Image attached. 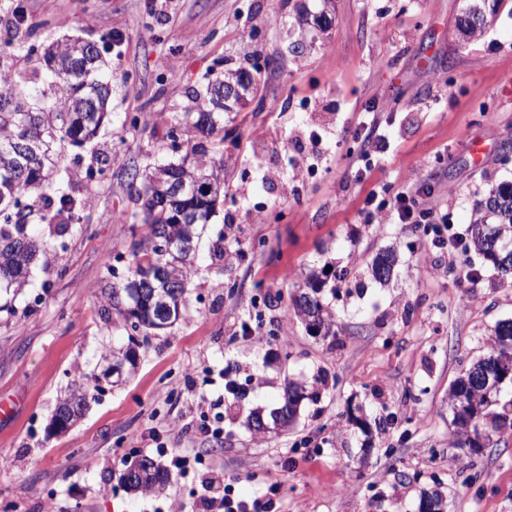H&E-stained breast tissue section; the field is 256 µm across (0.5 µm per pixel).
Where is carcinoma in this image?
Here are the masks:
<instances>
[{
	"instance_id": "obj_1",
	"label": "carcinoma",
	"mask_w": 512,
	"mask_h": 512,
	"mask_svg": "<svg viewBox=\"0 0 512 512\" xmlns=\"http://www.w3.org/2000/svg\"><path fill=\"white\" fill-rule=\"evenodd\" d=\"M503 0H469L460 16L457 31L464 41L480 36L488 17L496 14ZM43 58L56 63L58 70L47 71L39 81L21 73L0 71V289L20 293L28 286L30 267L47 254L45 233L33 224H14L11 217L33 197H56L57 216L66 222L47 224L48 233L64 232L82 206V200L55 191L54 174L65 147L82 146L92 141L110 121L107 111L111 82L101 72L96 47L80 45L74 39L52 42L43 47ZM48 98L35 109L32 92ZM224 111L214 108L212 96L196 101L193 111L176 119L169 138L201 136L213 143H224ZM137 185V211L144 235L131 246V260L125 279L112 286L109 302L134 332H157L179 320L185 294L197 268V245L215 213L224 191V160L208 153L203 144L151 170L126 171ZM164 182L166 192L153 189ZM175 241V254H165L156 246L159 235ZM470 248L489 260L503 288H512V184L491 189L481 200L469 228ZM177 264L180 287L166 288L161 274ZM396 256L391 250L379 252L372 261L371 274L381 267L394 269ZM164 288V296L152 295ZM297 314L321 329L327 325L325 308L318 289L304 291L293 298ZM500 326L490 336L488 354L474 362L450 389L457 447L475 462L479 442L492 443L491 436L512 426V398L493 391L489 399L481 396V375L512 369V347L499 339ZM140 475L127 488L141 493L168 481V473L149 458L137 462Z\"/></svg>"
}]
</instances>
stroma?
<instances>
[{
    "mask_svg": "<svg viewBox=\"0 0 512 512\" xmlns=\"http://www.w3.org/2000/svg\"><path fill=\"white\" fill-rule=\"evenodd\" d=\"M294 2L281 0L272 17L268 0L164 9L159 0H0V14L18 5L27 14L23 26L0 29V66L43 72L42 45L80 36L112 74L111 124L67 148L58 171L57 188L85 202L82 231L51 240L23 293L0 296V396L20 401L0 419V458L10 461L0 465V512H202L197 474L153 493L119 480L142 456L170 467L173 448L204 454L246 498L281 481L280 512H418L431 489L446 512H512V439L487 447L476 460L483 477L470 481L456 465L448 404L452 382L487 354L495 324L512 319V288L499 287L477 253L445 274L439 251H420L410 225L357 215L373 188L425 178L466 228L488 190L512 182L503 152L512 142V0L466 43L457 32L465 0H302L310 13H329L325 32L297 25ZM256 65V98L224 115V199L200 242L182 317L132 336L106 300L107 257L125 271L143 234L114 221L137 209L125 171L169 159L173 118L225 71ZM372 108L390 149L358 182L347 152L358 114ZM324 124L343 137V154L328 153L314 176L286 167L283 149ZM288 182L300 185L298 197L285 196ZM258 199L269 209L261 224L251 221ZM217 246L235 252L232 266L214 258ZM385 249L398 262L383 284L369 269ZM314 271L331 317L326 336L310 335L290 302ZM245 323L261 325V336L243 335ZM130 343L135 368L120 385L98 384L101 353ZM229 379L237 394L225 393ZM291 381L309 392L294 421L271 433L249 428L250 412L277 410ZM78 384L93 388L88 408L70 431L48 435L58 400ZM219 396L224 437L213 443L199 428L204 398ZM355 407L369 432L348 423Z\"/></svg>",
    "mask_w": 512,
    "mask_h": 512,
    "instance_id": "1",
    "label": "stroma"
}]
</instances>
